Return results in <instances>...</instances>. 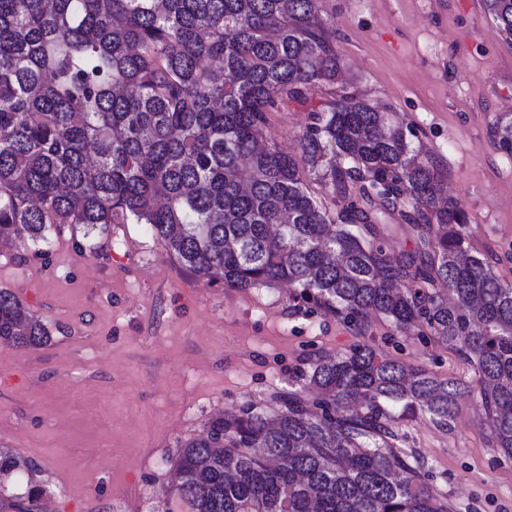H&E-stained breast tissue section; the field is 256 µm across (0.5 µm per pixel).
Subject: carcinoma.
I'll return each mask as SVG.
<instances>
[{
	"mask_svg": "<svg viewBox=\"0 0 512 512\" xmlns=\"http://www.w3.org/2000/svg\"><path fill=\"white\" fill-rule=\"evenodd\" d=\"M322 0H0V240L145 224L182 268L228 288L427 327L473 359L486 422L512 456V286L470 254L465 213L386 113L329 92L295 157L261 144L266 113L336 85ZM512 38V0H485ZM496 145L512 150V117ZM316 180L327 207L308 189ZM418 243L395 261L380 226ZM456 296L450 306L434 285ZM43 321L0 289V342L38 348ZM273 414L212 419L172 465L164 512H448L393 446L384 404L446 429L465 386L362 344L305 373ZM37 485L0 512H41Z\"/></svg>",
	"mask_w": 512,
	"mask_h": 512,
	"instance_id": "carcinoma-1",
	"label": "carcinoma"
}]
</instances>
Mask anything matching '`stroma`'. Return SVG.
<instances>
[{"label": "stroma", "mask_w": 512, "mask_h": 512, "mask_svg": "<svg viewBox=\"0 0 512 512\" xmlns=\"http://www.w3.org/2000/svg\"><path fill=\"white\" fill-rule=\"evenodd\" d=\"M343 83L415 134L467 217L472 248L493 251L512 284V153L493 136L512 114V40L484 0H324ZM321 94L269 113V143L298 154ZM7 288L51 332L36 349L0 345V450L22 467L6 493L44 486L52 512H162L171 465L215 414L277 411V394L326 354L368 343L408 366L470 387L449 428L418 413L395 445L452 512H512V457L484 423L474 363L429 329L371 319L358 336L312 312L285 285L239 291L179 268L144 224L86 233L74 224L39 248L0 251Z\"/></svg>", "instance_id": "1"}]
</instances>
